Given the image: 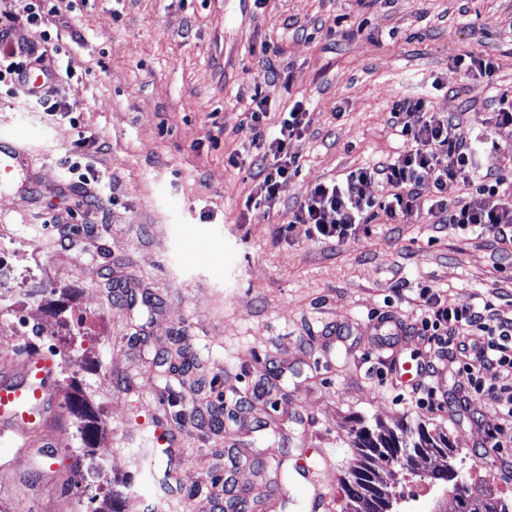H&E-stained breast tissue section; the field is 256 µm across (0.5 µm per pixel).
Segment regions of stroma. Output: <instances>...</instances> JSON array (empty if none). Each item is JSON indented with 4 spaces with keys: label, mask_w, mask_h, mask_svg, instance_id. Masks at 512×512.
Segmentation results:
<instances>
[{
    "label": "stroma",
    "mask_w": 512,
    "mask_h": 512,
    "mask_svg": "<svg viewBox=\"0 0 512 512\" xmlns=\"http://www.w3.org/2000/svg\"><path fill=\"white\" fill-rule=\"evenodd\" d=\"M56 25L43 65L74 73L51 87L59 112L0 86V139L28 149L0 185V321L21 327L0 359L53 356L59 396L79 382L111 424L87 453L62 410L39 480L0 447V512H80L91 495L119 512H215L227 476L258 497L287 481L276 512H312L299 473L324 451L321 512H341L357 431L401 422L447 432L464 476L512 498V475L477 455L512 397L483 395L464 421L411 402L378 346L387 316L405 329L400 360L433 359L419 283L512 318V246L429 223V184L419 221L381 214L342 245L283 217L315 184L397 157L395 102L426 98L468 127L493 92L512 95V0H74ZM466 52L495 60L493 89L455 67ZM258 88L272 113L301 99L312 114L276 211L247 202L256 149L237 125ZM492 136L473 182L512 178V126ZM33 316L48 335H32ZM181 349L189 369L160 378ZM161 451L180 494L139 463Z\"/></svg>",
    "instance_id": "obj_1"
}]
</instances>
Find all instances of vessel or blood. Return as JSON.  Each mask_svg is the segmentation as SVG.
Segmentation results:
<instances>
[{"label":"vessel or blood","mask_w":512,"mask_h":512,"mask_svg":"<svg viewBox=\"0 0 512 512\" xmlns=\"http://www.w3.org/2000/svg\"><path fill=\"white\" fill-rule=\"evenodd\" d=\"M23 151L16 142L0 144V184L13 181ZM56 370L50 360L25 356L0 364V446L39 448L50 458L55 448L46 437L60 416Z\"/></svg>","instance_id":"1"}]
</instances>
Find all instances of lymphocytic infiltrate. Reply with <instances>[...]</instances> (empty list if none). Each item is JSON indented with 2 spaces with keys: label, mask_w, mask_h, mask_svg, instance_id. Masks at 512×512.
<instances>
[{
  "label": "lymphocytic infiltrate",
  "mask_w": 512,
  "mask_h": 512,
  "mask_svg": "<svg viewBox=\"0 0 512 512\" xmlns=\"http://www.w3.org/2000/svg\"><path fill=\"white\" fill-rule=\"evenodd\" d=\"M70 2L29 0L26 25L31 37L27 40L13 41L11 27L0 25V83L8 84L11 92L23 94L25 100L47 112L57 111V104L50 102L47 91L27 92L25 79L28 72L41 69L42 50L52 40L48 24L51 18L67 11ZM390 114L391 126L405 144L394 161L380 168L360 167L342 178L316 184L289 213V223L307 225L309 236L317 240L345 243L380 212L398 224L416 220L414 200L421 186L429 182L436 196L428 213L436 223L461 234L480 230L500 241L512 242V192H506L504 176L487 172L482 183L463 200L451 203L441 194L448 180H468L477 148L488 143L491 128L512 125V96L501 95L491 113L473 130H462L453 119L431 111L421 98L395 103ZM269 116L268 96L255 92L239 128L261 151L256 199L274 209L296 165L288 146L308 130L311 114L298 100L282 113L276 126H269ZM375 180L390 189L380 202L365 193L366 185ZM419 296L429 309L421 333L435 353L429 371H436L438 364L447 360H465L459 378L448 381L459 410L469 412L473 400L493 391L512 393V319L495 317L487 302L442 305L426 286L420 287ZM489 367L498 370L490 379L484 374Z\"/></svg>",
  "instance_id": "lymphocytic-infiltrate-1"
}]
</instances>
